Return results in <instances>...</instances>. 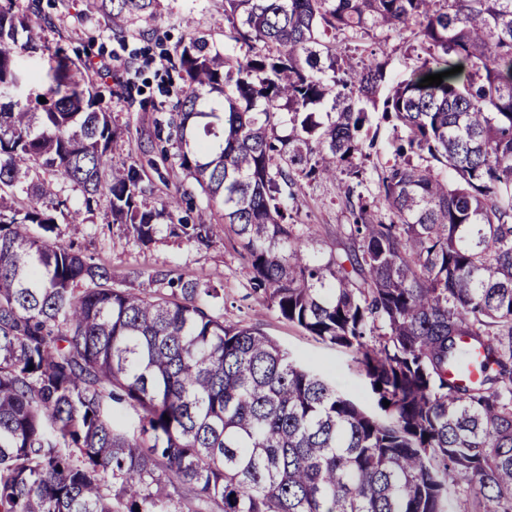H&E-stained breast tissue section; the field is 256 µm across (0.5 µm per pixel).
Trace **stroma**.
<instances>
[{
	"instance_id": "1",
	"label": "stroma",
	"mask_w": 512,
	"mask_h": 512,
	"mask_svg": "<svg viewBox=\"0 0 512 512\" xmlns=\"http://www.w3.org/2000/svg\"><path fill=\"white\" fill-rule=\"evenodd\" d=\"M41 4L55 25L47 34L48 44H63L70 57H87L92 63L105 65L96 89L117 123L129 130L113 145L112 154L117 161L139 169L147 203L157 207L188 192L197 207L208 206L193 179L164 178L155 168L161 148L157 122L163 116L158 105L170 102L176 92L175 86L167 82L165 49L200 32L207 34L216 48H223L224 29L217 24L222 0H160L153 24L154 35L161 40L157 46L135 31L127 34L125 42H118L112 34L111 20L98 11L96 0H41ZM117 77L139 85L143 99L152 102V109L144 111L114 97L113 80ZM64 195L67 206L54 213L62 241L94 263L106 266L115 287H146L150 276L159 270L210 284L220 293L225 323L259 326L297 361L316 367L337 389L365 409H373L375 397L349 352L315 340L263 303L236 241L226 239L205 247L164 230L143 245L134 241L125 225L112 223L101 209L83 224L78 235L72 236L67 232L69 211L80 207L83 197L80 188L71 184L66 185ZM292 215L295 224L327 247L336 245L337 229L350 222L339 185L332 181L304 184Z\"/></svg>"
}]
</instances>
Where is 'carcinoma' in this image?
<instances>
[{
  "label": "carcinoma",
  "mask_w": 512,
  "mask_h": 512,
  "mask_svg": "<svg viewBox=\"0 0 512 512\" xmlns=\"http://www.w3.org/2000/svg\"><path fill=\"white\" fill-rule=\"evenodd\" d=\"M159 2L101 9L122 37ZM52 26L38 0L0 7V512H445L460 483L475 512H512V0H224L243 53L199 34L168 56L177 169L222 207L215 223L179 216L176 198L145 206L139 170L111 163L124 129L92 62L59 47L52 84L12 96ZM380 31L423 53L386 94ZM353 46L367 59L349 70ZM373 111L407 136L365 195ZM338 172L352 224L326 251L289 202ZM67 183L83 193L74 231L104 201L141 243L163 226L235 240L269 308L355 353L377 410L259 327L224 323L206 283L112 287L51 237ZM17 188L24 209L8 204ZM109 400L139 412L138 432L116 428Z\"/></svg>",
  "instance_id": "1"
}]
</instances>
